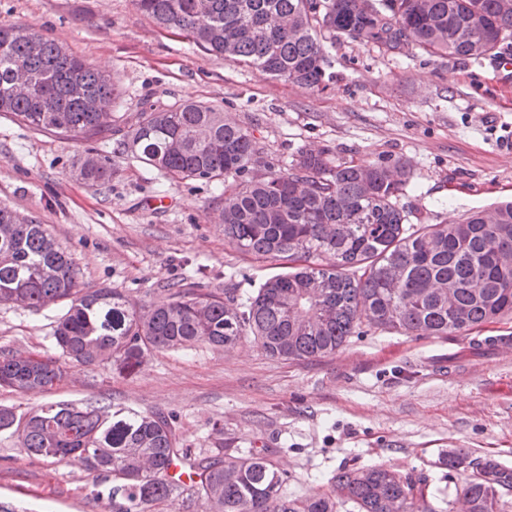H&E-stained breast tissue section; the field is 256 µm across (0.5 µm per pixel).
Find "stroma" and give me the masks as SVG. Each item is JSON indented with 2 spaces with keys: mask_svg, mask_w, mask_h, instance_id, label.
<instances>
[{
  "mask_svg": "<svg viewBox=\"0 0 512 512\" xmlns=\"http://www.w3.org/2000/svg\"><path fill=\"white\" fill-rule=\"evenodd\" d=\"M19 22L111 78L113 128L135 123L142 103L165 109L191 99L248 128L278 171L297 151L324 146L359 163L401 157L411 179L399 204L414 224L452 222L512 198V85L493 59L327 38L332 78L314 92L200 51L132 0H0V26ZM85 148L0 114V205L46 224L85 286L148 303L166 284L202 280L246 298L280 272L225 243L214 183L173 182L118 155L111 185L92 187L72 175ZM160 189L170 206L148 207ZM61 312L0 305V352L60 358L52 333ZM503 336H512V319L465 336L374 328L336 354L300 360L269 357L246 339L228 351L158 353L132 371L72 363L50 392L1 388L0 405L26 412L94 398L172 413L184 447L268 457L287 469L292 495L318 491L344 466L391 465L425 479L433 507L448 512L465 474L440 464L443 450L512 466V349L499 345ZM96 490L79 466L32 458L0 433V502L21 512H100Z\"/></svg>",
  "mask_w": 512,
  "mask_h": 512,
  "instance_id": "1",
  "label": "stroma"
}]
</instances>
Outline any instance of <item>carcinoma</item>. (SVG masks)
Masks as SVG:
<instances>
[{"instance_id":"1","label":"carcinoma","mask_w":512,"mask_h":512,"mask_svg":"<svg viewBox=\"0 0 512 512\" xmlns=\"http://www.w3.org/2000/svg\"><path fill=\"white\" fill-rule=\"evenodd\" d=\"M137 10L203 51L313 90L326 87L323 37L385 52L404 48L479 60L512 38V0H133ZM112 81L26 23L0 27V113L65 140H112ZM98 102L107 111L98 112ZM126 154L171 180L223 185L219 220L238 250L286 265L241 300L194 283H169L159 301L138 304L120 288H87L73 254L46 225L0 206V305H56L53 338L83 365H140L162 351L198 345L229 350L250 337L271 357L336 353L363 328L415 336L465 335L512 315V200L451 224H410L399 206L410 178L401 158L364 166L324 147L300 152L288 172L265 165L250 131L202 102L168 109L142 104L116 139ZM112 160L91 150L77 177L112 182ZM67 368L39 354L0 355V388L49 391ZM0 432L38 459L67 461L95 475L112 512H152L190 492L204 512H434L422 479L389 466L339 469L307 496L284 492L287 471L254 455L214 457L178 447L175 420L88 401L56 402L19 414L0 405ZM466 470L459 512H504L512 468L462 448L443 453ZM190 484L167 479L170 465Z\"/></svg>"}]
</instances>
